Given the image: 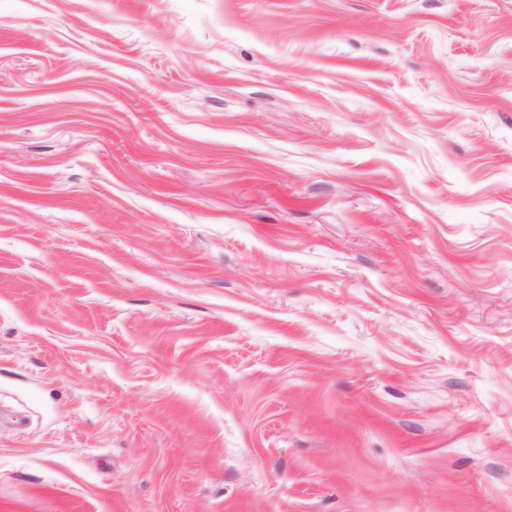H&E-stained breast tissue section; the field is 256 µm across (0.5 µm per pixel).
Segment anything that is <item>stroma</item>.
<instances>
[{
    "label": "stroma",
    "mask_w": 512,
    "mask_h": 512,
    "mask_svg": "<svg viewBox=\"0 0 512 512\" xmlns=\"http://www.w3.org/2000/svg\"><path fill=\"white\" fill-rule=\"evenodd\" d=\"M0 512H512V0H0Z\"/></svg>",
    "instance_id": "obj_1"
}]
</instances>
